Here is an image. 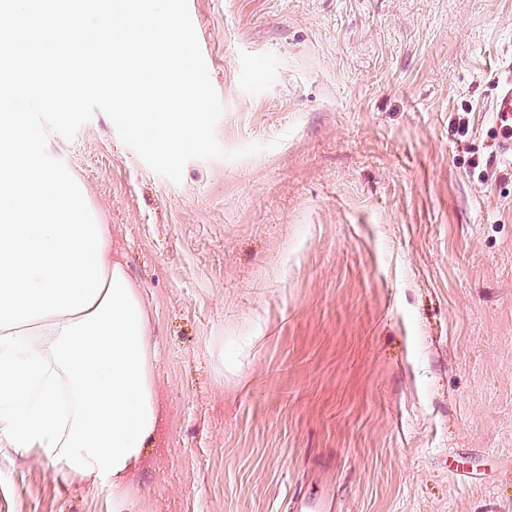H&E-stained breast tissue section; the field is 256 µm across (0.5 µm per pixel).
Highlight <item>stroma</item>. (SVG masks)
I'll list each match as a JSON object with an SVG mask.
<instances>
[{
  "mask_svg": "<svg viewBox=\"0 0 512 512\" xmlns=\"http://www.w3.org/2000/svg\"><path fill=\"white\" fill-rule=\"evenodd\" d=\"M224 150L155 173L98 112L47 147L151 312L135 512H512V0H188ZM0 512L112 491L0 447ZM496 93L490 107L495 142L494 157L512 163V61L505 60L495 76Z\"/></svg>",
  "mask_w": 512,
  "mask_h": 512,
  "instance_id": "stroma-1",
  "label": "stroma"
}]
</instances>
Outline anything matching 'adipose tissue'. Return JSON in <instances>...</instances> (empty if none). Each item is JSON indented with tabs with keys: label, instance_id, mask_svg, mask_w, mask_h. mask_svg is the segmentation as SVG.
I'll return each instance as SVG.
<instances>
[{
	"label": "adipose tissue",
	"instance_id": "obj_1",
	"mask_svg": "<svg viewBox=\"0 0 512 512\" xmlns=\"http://www.w3.org/2000/svg\"><path fill=\"white\" fill-rule=\"evenodd\" d=\"M101 254L91 308L0 329V441L111 487L115 512H132L126 479L161 419L151 318L125 263Z\"/></svg>",
	"mask_w": 512,
	"mask_h": 512
}]
</instances>
